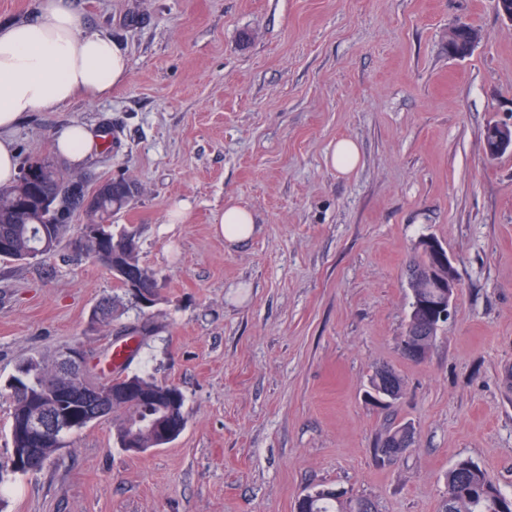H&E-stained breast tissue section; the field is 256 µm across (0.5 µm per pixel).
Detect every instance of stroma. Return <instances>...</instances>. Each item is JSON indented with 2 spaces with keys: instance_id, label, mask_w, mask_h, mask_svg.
Here are the masks:
<instances>
[{
  "instance_id": "stroma-1",
  "label": "stroma",
  "mask_w": 512,
  "mask_h": 512,
  "mask_svg": "<svg viewBox=\"0 0 512 512\" xmlns=\"http://www.w3.org/2000/svg\"><path fill=\"white\" fill-rule=\"evenodd\" d=\"M116 40L129 78L112 94L30 113L20 163L52 155L62 128L104 135L75 170L85 192L124 175L140 190L113 223L134 226L157 276L149 309L60 242L0 260V381L20 360L80 345L106 377L121 327L147 326L131 373L175 384L187 424L163 448H118L111 421L16 475L0 512H295L332 486L376 512H439L461 458L512 493V155L483 133L512 122V25L494 0H72ZM481 39L448 53L458 22ZM355 141L358 165L327 160ZM255 235L215 231L227 200ZM182 209V223L170 214ZM447 248L460 288L420 362L402 351L417 242ZM402 379L388 407L376 369ZM407 426L414 444L376 450ZM360 158L358 145L350 139L339 140L333 148L329 163L342 173H347L356 167Z\"/></svg>"
}]
</instances>
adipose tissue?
<instances>
[{
  "mask_svg": "<svg viewBox=\"0 0 512 512\" xmlns=\"http://www.w3.org/2000/svg\"><path fill=\"white\" fill-rule=\"evenodd\" d=\"M129 76L128 58L112 38L86 29L69 0H39L34 15L0 25V185H11L18 166L13 134L24 117L79 97L108 96ZM52 146L70 163L100 149L88 127L74 124L57 132ZM230 245L255 232L251 211L227 202L215 225Z\"/></svg>",
  "mask_w": 512,
  "mask_h": 512,
  "instance_id": "adipose-tissue-1",
  "label": "adipose tissue"
}]
</instances>
